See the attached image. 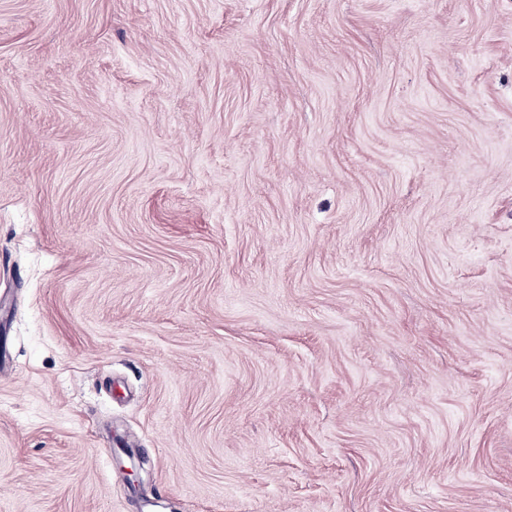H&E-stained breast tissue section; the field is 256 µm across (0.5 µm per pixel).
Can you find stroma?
I'll return each instance as SVG.
<instances>
[{
    "label": "stroma",
    "mask_w": 512,
    "mask_h": 512,
    "mask_svg": "<svg viewBox=\"0 0 512 512\" xmlns=\"http://www.w3.org/2000/svg\"><path fill=\"white\" fill-rule=\"evenodd\" d=\"M0 512H512V0H0Z\"/></svg>",
    "instance_id": "35a3bbf8"
}]
</instances>
